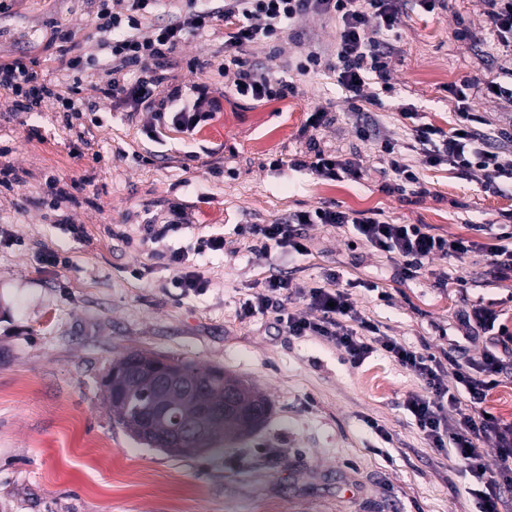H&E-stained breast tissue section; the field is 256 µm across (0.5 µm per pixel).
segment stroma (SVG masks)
<instances>
[{"label": "stroma", "mask_w": 512, "mask_h": 512, "mask_svg": "<svg viewBox=\"0 0 512 512\" xmlns=\"http://www.w3.org/2000/svg\"><path fill=\"white\" fill-rule=\"evenodd\" d=\"M53 19L74 32L83 55L105 58L112 35L96 26L88 0H18L0 19V57L32 49ZM396 27L389 86L374 110L386 137L409 140L403 106L451 130L453 89L512 69L494 48L482 0H447L431 12L407 6ZM228 30L217 23L169 61L170 86L188 98L204 79L222 103L191 139L175 131L147 139L150 113L128 117L89 82L82 101L101 124L85 127L80 142L53 109L20 114L0 94V170L19 179L14 189L0 186V512H475L478 482L449 468L403 407L419 388L409 372L380 351L351 367L336 348L278 333L269 314L241 318L240 307L270 268L310 285L331 268L399 341L464 361L492 339L463 336L459 316L472 303L492 306L512 327V272L475 254L433 260L405 282L385 253L330 224L307 228V254L277 250L259 260L235 228L335 203L441 235L480 224L489 243L512 214V186L485 191L480 173L430 167L412 152L419 188L388 189L386 160L357 139L335 74L297 70L313 52L335 62L336 20L309 13L278 42L250 47L251 60L295 82L296 94L278 101L229 94L234 74L221 70ZM318 108L329 114L320 147L357 163L360 178L301 167L309 156L302 127ZM276 157L284 167H272ZM175 205L189 224L142 244L145 218L166 220ZM67 224L83 225L85 237L65 233ZM119 229L126 240L113 238ZM213 234L223 235V250L189 258L206 292L180 297L161 253ZM48 250L67 264L39 268L35 256ZM442 271L451 285H438ZM380 288L390 300L378 298ZM132 350L224 369L268 397L270 417L252 435L202 452L147 447L114 421L102 392L112 364ZM94 443L103 447L95 465L86 456ZM131 460L145 482L116 483L114 468Z\"/></svg>", "instance_id": "1"}]
</instances>
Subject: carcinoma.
<instances>
[{
    "mask_svg": "<svg viewBox=\"0 0 512 512\" xmlns=\"http://www.w3.org/2000/svg\"><path fill=\"white\" fill-rule=\"evenodd\" d=\"M160 360L179 368L186 381L198 380L203 383L202 390L196 397L189 398L180 387L166 392L159 391L155 380L146 374H138L124 380L118 393L107 398V401L117 422L133 439L171 454L187 453L179 444L168 440L172 421L156 422L152 436L148 437L143 432L145 418L162 404L170 408L171 414L178 418L192 419L199 415L203 407L223 397L225 385L228 383L235 387L242 412L229 419L224 418L210 423L205 430V442L211 445L218 440L244 437L265 421L269 402L249 384L225 373L221 368L201 369L190 363L164 356L160 357Z\"/></svg>",
    "mask_w": 512,
    "mask_h": 512,
    "instance_id": "cac0c4a2",
    "label": "carcinoma"
}]
</instances>
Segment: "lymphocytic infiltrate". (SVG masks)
Wrapping results in <instances>:
<instances>
[{
  "label": "lymphocytic infiltrate",
  "mask_w": 512,
  "mask_h": 512,
  "mask_svg": "<svg viewBox=\"0 0 512 512\" xmlns=\"http://www.w3.org/2000/svg\"><path fill=\"white\" fill-rule=\"evenodd\" d=\"M90 2L98 27L112 34L108 57L101 61L76 53L73 32L50 21L42 40L46 47L55 49L66 78L47 79L41 61L27 52L0 61V90L12 95L15 111L39 112L46 106L65 115L78 111L81 86L97 69L105 76L98 87L104 99L131 113H152L153 121L144 129L150 140H159L168 128L193 136L213 121L222 105L204 82L194 85L190 102L183 101L179 88H168L167 61L179 52L187 35H202L217 21L234 24V32L224 41V60L235 75L233 94L281 100L295 94L296 85L252 65L248 49L257 42L277 41L300 16L313 12L338 20L337 83L357 115V137L386 156L394 190L403 192L419 183L407 159L411 152L432 166L445 164L462 173L480 170L489 190L512 183V131L478 129L470 110L471 97L480 92L478 86L454 89L457 123L450 132L417 123L416 112L404 107L401 116L413 120L414 126L410 140L402 143L382 136L375 119L367 116L365 107L375 104L376 98L365 93L364 85L373 78H386L385 59L393 49L402 0H224L219 7L214 0H189L186 11L172 15L163 25L152 24L151 19L166 11L167 0ZM129 67L140 71L132 84L123 75ZM312 224L353 227L358 241L393 255L409 279L416 278L428 261L460 260L479 251L486 252L495 266L512 270V226L508 224L503 225L496 242L484 243L473 236L434 234L423 224H392L376 212H354L327 204L268 224H242L237 232L249 240L256 257H268L275 249L301 255L307 251L303 229ZM223 248V236L215 235L198 239L192 249L164 253L167 266L174 272L173 286L186 296L202 294L207 283L198 271L188 268V257H202ZM327 279L328 286L322 287L269 275L263 291L242 304L240 316L246 319L273 313L280 332L332 345L354 366L384 351L421 384L419 391L406 397L403 406L424 439L443 452L451 465L481 480L484 489L478 495V512H501V489L512 484V423L488 415L485 403L499 386L501 375L512 374V328L500 323L497 311L472 304L463 314L468 332L495 331L496 347L465 364L453 358L445 362L388 334L359 309L348 289L337 287L336 274H328ZM294 301L306 306V314L290 310ZM448 376L463 386V393L450 391L444 382ZM489 441L497 454L493 466L488 465L481 449Z\"/></svg>",
  "instance_id": "obj_1"
}]
</instances>
